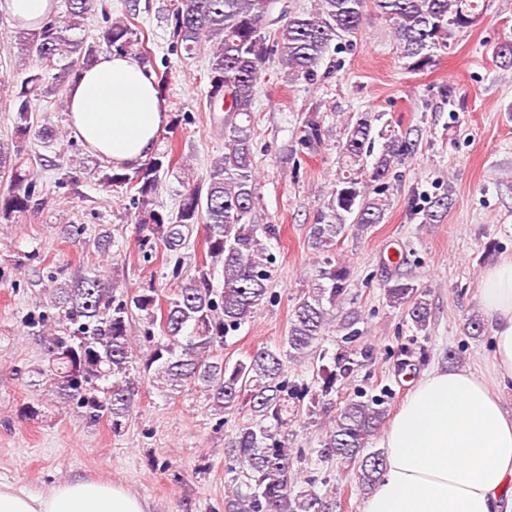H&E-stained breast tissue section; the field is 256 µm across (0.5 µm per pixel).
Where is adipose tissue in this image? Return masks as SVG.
I'll list each match as a JSON object with an SVG mask.
<instances>
[{
	"label": "adipose tissue",
	"mask_w": 512,
	"mask_h": 512,
	"mask_svg": "<svg viewBox=\"0 0 512 512\" xmlns=\"http://www.w3.org/2000/svg\"><path fill=\"white\" fill-rule=\"evenodd\" d=\"M168 105L151 70L132 56L101 52L66 94L74 137L118 169L153 152ZM491 317V377L468 368L424 371L378 438L385 465L362 512H512V258L483 276ZM0 512H146L124 487L78 477L33 493L0 483Z\"/></svg>",
	"instance_id": "1"
}]
</instances>
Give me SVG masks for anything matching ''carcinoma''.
Returning a JSON list of instances; mask_svg holds the SVG:
<instances>
[{
    "mask_svg": "<svg viewBox=\"0 0 512 512\" xmlns=\"http://www.w3.org/2000/svg\"><path fill=\"white\" fill-rule=\"evenodd\" d=\"M64 6V14L18 32L21 68L0 76V85L11 88L16 107L14 134L8 142L0 140V178L8 183L0 191L1 224L15 223L38 206L40 190L25 167L32 98L62 95L98 55V45L69 32L98 10L107 23V47L150 62L148 38L131 20H111L100 0H64ZM170 7L173 50L188 59L209 45L207 105L224 110V154L211 162L204 178L185 189L172 210L157 201L162 176L172 168L169 150L131 174L103 170L100 182L110 191L135 188L143 257L151 258L155 243L162 242L176 255L173 275L185 277V282L164 301L152 284L118 295L114 280L91 270L56 284L46 311L30 321L33 327L54 323L53 331L42 336L47 365L40 375L60 402H81L90 420L106 419L114 433L129 421L137 383L144 380L172 390L192 384L219 411L246 407L259 421L240 427L228 440L224 472L230 476V489L224 512H342L341 500L318 495L313 481L308 488H296L302 452L288 447V402L310 418L334 404L339 386L372 361L373 354L358 344V317L352 314L343 322L347 351L319 366L315 393L288 381L284 359L296 361L314 353L330 310L345 299L350 278L349 267L336 256V245L350 231L363 233L382 223L385 179L414 144L391 129L374 132L375 117L358 115L340 150L336 188L308 228L309 246L323 255L317 282L297 298L281 344L260 347L230 365L224 361L226 338L272 298L274 258L264 239L276 235V228L252 219L257 88L273 57L278 73L290 82L317 78L331 42L356 36L370 8L392 21L402 57L409 60V68L421 70L448 50L449 39L479 21L486 0H316L310 11L289 9L288 0H170ZM323 134V118L313 112L304 122L300 145L313 150L322 145ZM378 138L380 153L368 172L365 159ZM452 205L449 194L435 198L422 221H440ZM195 224L205 225L210 262L184 276L179 250ZM216 278L222 287H214ZM384 294L390 306L405 309L417 332L428 335L430 304L411 278L387 279ZM135 316L150 347L145 356L133 347ZM386 414L383 399L360 389L337 409L323 453L358 464L356 492H371L382 471L383 453L366 449Z\"/></svg>",
    "mask_w": 512,
    "mask_h": 512,
    "instance_id": "carcinoma-1",
    "label": "carcinoma"
}]
</instances>
